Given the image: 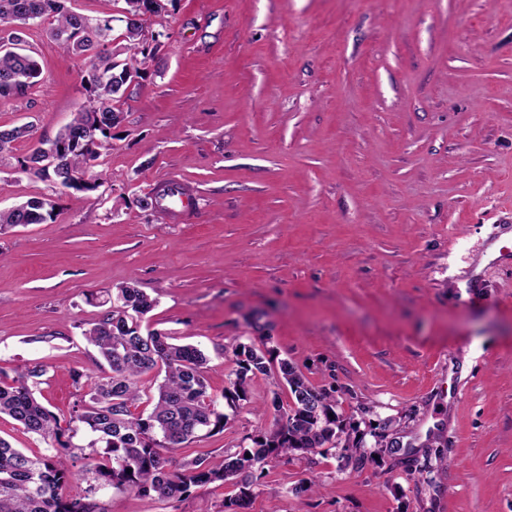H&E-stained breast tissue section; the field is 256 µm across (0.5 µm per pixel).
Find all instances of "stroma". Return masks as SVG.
<instances>
[{
    "label": "stroma",
    "instance_id": "stroma-1",
    "mask_svg": "<svg viewBox=\"0 0 512 512\" xmlns=\"http://www.w3.org/2000/svg\"><path fill=\"white\" fill-rule=\"evenodd\" d=\"M164 38L128 88L91 191L0 168V209L48 197L0 232V382L39 363L43 404L69 416L85 339L118 286L142 321L207 355L221 394L254 344L332 391L344 424L383 440L266 467L248 512H512V0H170ZM24 38L42 67L0 127L24 157L86 102L83 61ZM191 189L174 222L142 210L158 181ZM257 375L223 431L176 460L213 468L273 420ZM304 493H297L299 485ZM230 482L178 501L98 490L106 512H224ZM54 204L51 199L29 198L7 210H0V231L17 224H40L51 216Z\"/></svg>",
    "mask_w": 512,
    "mask_h": 512
}]
</instances>
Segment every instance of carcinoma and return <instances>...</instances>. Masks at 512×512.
I'll list each match as a JSON object with an SVG mask.
<instances>
[{"label":"carcinoma","mask_w":512,"mask_h":512,"mask_svg":"<svg viewBox=\"0 0 512 512\" xmlns=\"http://www.w3.org/2000/svg\"><path fill=\"white\" fill-rule=\"evenodd\" d=\"M68 2L0 0V26L12 27L11 47L0 48V102L27 96L42 75L24 39L25 29L45 26L50 39L82 58L87 104L45 147L16 162L20 172L62 189L91 191L104 182L105 173L90 162L109 149L112 128L124 120L126 91L143 77L158 49V34L148 32L143 16H159L167 7L165 0H125L128 8L119 16L108 8L89 16L72 10ZM27 132L26 126L0 128V166L11 159L12 143ZM53 208L50 199L30 198L0 210V230L40 224ZM108 302L110 310L85 331L103 361L102 374L89 383L69 419H60L36 396L46 375L44 366H27L12 383L0 384V417L14 420L47 444L42 453L27 455L0 438V512H103L93 497L101 487L171 501L195 486L218 481L234 482L238 494L226 507L244 512L254 496L255 473L278 457H306L329 446L342 448L346 462L355 468L368 459L365 435L347 431L334 396L314 387L290 361H274L272 350L237 344L235 378L218 398L210 392L208 358L201 349L173 343L157 330L142 331L141 320L154 307V299L126 283ZM274 368L278 380L288 386L291 402L285 408L273 397V423L251 438L250 448L225 455L221 469L210 467L202 457L170 467L171 455L184 444L223 430L225 409L234 411L247 400L248 381ZM155 369L164 377L147 395L139 380ZM144 397L150 409L135 411ZM80 431L90 437L87 447L93 449L83 472L92 474L95 484L85 495L72 496L69 460L75 458L73 438Z\"/></svg>","instance_id":"cac0c4a2"}]
</instances>
